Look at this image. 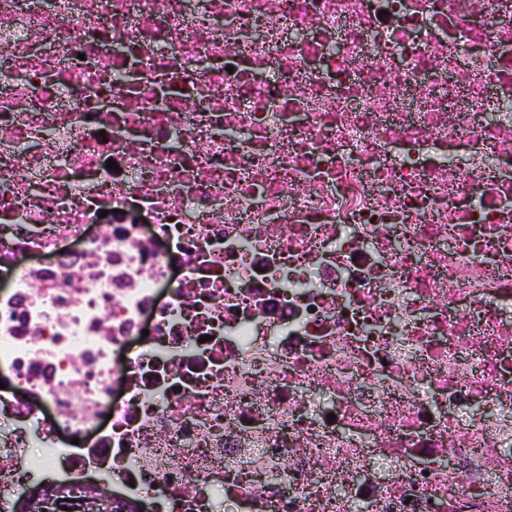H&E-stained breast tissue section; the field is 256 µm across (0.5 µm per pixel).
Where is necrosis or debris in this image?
<instances>
[{"label": "necrosis or debris", "mask_w": 512, "mask_h": 512, "mask_svg": "<svg viewBox=\"0 0 512 512\" xmlns=\"http://www.w3.org/2000/svg\"><path fill=\"white\" fill-rule=\"evenodd\" d=\"M0 283V512H512V0H0ZM63 487L54 484H45L41 488L28 491L19 501L21 512H100L106 506L112 512V497L101 494L94 485L89 487L83 495L69 497ZM69 499V502H66ZM66 506L69 511L62 510Z\"/></svg>", "instance_id": "necrosis-or-debris-1"}]
</instances>
